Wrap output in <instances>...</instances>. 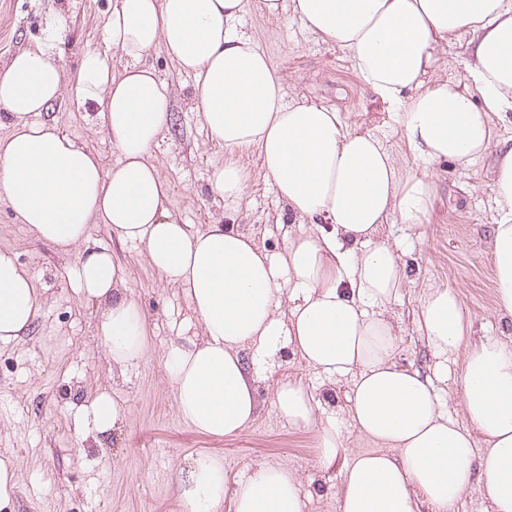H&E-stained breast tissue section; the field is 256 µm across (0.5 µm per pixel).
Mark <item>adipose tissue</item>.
<instances>
[{
	"instance_id": "ef3b65f1",
	"label": "adipose tissue",
	"mask_w": 512,
	"mask_h": 512,
	"mask_svg": "<svg viewBox=\"0 0 512 512\" xmlns=\"http://www.w3.org/2000/svg\"><path fill=\"white\" fill-rule=\"evenodd\" d=\"M276 20L294 18L317 39L347 51L363 83L399 111L416 165L445 160L465 167L487 157L499 221L489 240L495 309L512 317V139L494 140L492 116L512 112V0H262ZM245 0H115L106 21L126 57L112 74L87 51L72 91L102 105L119 152L104 168L55 123L31 121L63 94L56 44L63 15L42 44L0 70V109L15 125L0 139V197L37 238L79 249L74 293L103 308L99 336L113 366L145 357L146 320L129 298L110 251L86 247L92 220L124 241L144 244L146 260L191 300L203 342L173 343L165 366L181 417L214 437L238 434L256 417L255 382L267 361L293 348L329 378L353 375L351 420L384 453L342 460L336 417L316 418L305 387L284 383L276 405L289 424L315 428L320 464H340L339 512H415L424 497L449 512L479 483L493 512H512V347L469 341L459 295L425 297L421 328L435 357L461 356L465 424L448 418L430 377L396 364L398 335L387 311L406 278L375 238L392 220L423 223L432 192L426 173L401 175L381 140L347 129L335 108L295 104L263 48L240 33ZM467 39L465 82L426 84L436 51ZM162 48L193 74V108L227 156L209 178L225 207L237 208L247 175L235 151L257 148L262 169L292 223L320 217L329 231L292 239L282 260L222 223L194 231L178 223L149 155L171 118L167 84L142 58ZM42 305L13 250H0V343L18 341ZM487 442L474 453V433ZM189 512H303L297 480L281 466L259 465L227 490L223 462L194 456L177 479Z\"/></svg>"
}]
</instances>
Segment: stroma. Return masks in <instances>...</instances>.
<instances>
[{"label": "stroma", "mask_w": 512, "mask_h": 512, "mask_svg": "<svg viewBox=\"0 0 512 512\" xmlns=\"http://www.w3.org/2000/svg\"><path fill=\"white\" fill-rule=\"evenodd\" d=\"M113 0H0V69L17 52L39 44L53 14L67 20L57 45L65 80H73L86 51L105 57L120 73L125 58L108 43L106 19ZM242 30L267 52L286 88L288 100L336 108L348 129L378 136L400 170L411 154L399 118L357 76L346 51L310 34L299 20L277 23L259 0H246ZM172 95L171 123L151 151V160L169 189V207L181 223L205 230L215 221L249 235L273 257L290 239L326 230L323 220L288 221L274 185L263 178L261 158L250 148L236 155L248 175L238 211H228L211 192L209 176L223 162L222 145L209 139L192 108L194 78L161 49L149 51ZM100 106L64 92L39 121H56L78 146L112 167L119 153L106 136ZM434 196L424 224L380 225L379 241L394 251L406 272L390 313L399 329L395 360L434 376L444 409L463 421L460 361L435 377L438 363L418 329L421 304L434 288L456 291L474 337L491 336L512 347V320L494 309L492 256L488 240L498 215L491 163L483 159L462 169L433 165ZM89 246L106 247L122 266L131 298L145 314L147 355L125 371L111 369L99 342L101 310L78 299L70 285L77 252L62 253L38 240L0 200V249L18 254L44 304L34 327L19 341L0 344V457L18 471L11 512H183L176 492L178 473L192 456L209 453L224 462L228 485L245 480L261 464L288 467L295 475L306 512H338L339 470L322 469L316 429L288 424L279 413L275 390L285 381L306 386L317 402L316 416L342 420V443L353 453H375L379 446L362 437L350 421L354 378L327 380L291 349H282L257 382L253 422L232 437L197 431L179 415L167 383L164 351L174 342L203 336L191 301L145 259L139 243L123 242L108 225L92 221ZM113 399L120 416L111 432L97 438L86 415L99 396Z\"/></svg>", "instance_id": "obj_1"}]
</instances>
